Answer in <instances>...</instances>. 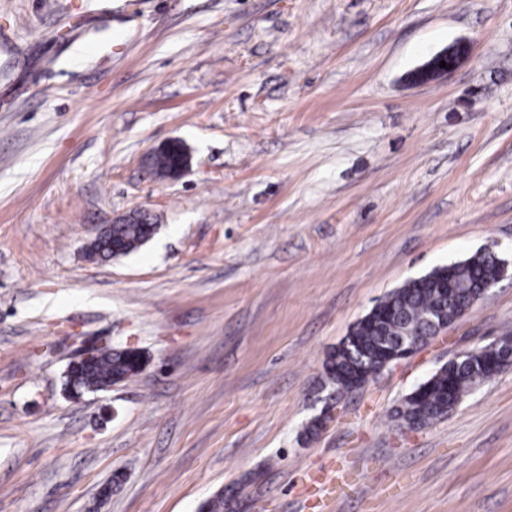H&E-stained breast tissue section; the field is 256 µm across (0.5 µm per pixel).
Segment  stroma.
<instances>
[{
  "mask_svg": "<svg viewBox=\"0 0 512 512\" xmlns=\"http://www.w3.org/2000/svg\"><path fill=\"white\" fill-rule=\"evenodd\" d=\"M171 139L191 163L161 179ZM136 209L153 239L90 260ZM491 242L512 261V0H0V512H512V366L395 417L512 334V276L357 391L323 369ZM100 341L144 370L66 396ZM469 47L468 44L464 40L456 41L451 44L447 48L441 50L440 52L433 55L429 60H427L418 70V74L410 75V79L415 81L418 78L419 74H431L433 72L440 73L441 75H445L461 63L468 55ZM445 61L446 67L441 68L440 62ZM449 65H452V68H449ZM511 364L512 347L509 357L502 345L480 347L462 358H452L404 398L396 409V417L419 428L439 421L456 408L475 384L492 379Z\"/></svg>",
  "mask_w": 512,
  "mask_h": 512,
  "instance_id": "35a3bbf8",
  "label": "stroma"
}]
</instances>
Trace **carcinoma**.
I'll use <instances>...</instances> for the list:
<instances>
[{
	"instance_id": "obj_1",
	"label": "carcinoma",
	"mask_w": 512,
	"mask_h": 512,
	"mask_svg": "<svg viewBox=\"0 0 512 512\" xmlns=\"http://www.w3.org/2000/svg\"><path fill=\"white\" fill-rule=\"evenodd\" d=\"M178 157V150L152 159V170L168 177ZM158 225L114 224L112 238L123 244L129 255L147 243ZM501 274V258L486 247L463 261L432 269L427 274L405 282L369 311L371 320L353 326L344 344L331 354L324 366L328 382L338 390L348 389V378L359 373L368 377L382 364L384 349L408 336H423L428 330L432 312L444 307L453 313L464 308L474 291L492 286ZM455 291L443 292L447 284ZM143 354L127 349H101L91 364L78 374L84 391H100L117 381L125 382L143 369ZM512 365V356L499 346H484L462 358H452L424 383L409 393L396 417L417 427L439 421L463 400L473 386L490 380Z\"/></svg>"
}]
</instances>
